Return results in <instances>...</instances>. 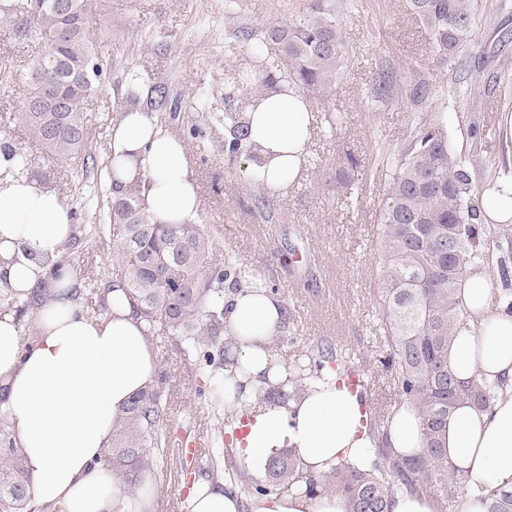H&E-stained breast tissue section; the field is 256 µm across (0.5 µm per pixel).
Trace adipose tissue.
<instances>
[{"mask_svg":"<svg viewBox=\"0 0 512 512\" xmlns=\"http://www.w3.org/2000/svg\"><path fill=\"white\" fill-rule=\"evenodd\" d=\"M244 122L256 157L244 174L259 189L285 194L303 175L313 120L305 93L282 81L255 97ZM109 170L117 188L138 184L144 207L157 222L194 221L201 209L184 142L140 109L124 112L112 135ZM73 227L54 191L17 170L0 151V279L27 295L47 280L46 258L56 257ZM470 320L448 358L457 378L512 384V299L494 297L490 275L470 271L461 290ZM227 328L235 340L233 369L224 373V403L244 421L238 461L265 478L270 459L292 449L304 474L321 477L344 463L369 465L375 439L363 426L366 404L335 370L298 397L258 404L270 390H288V364L275 342L285 319L283 303L266 288L227 293ZM110 313L89 317L66 296L36 315L38 334L27 339L12 313L0 314V413L24 452L32 497L65 512H142L102 457L124 407L152 385L158 361L122 288L110 294ZM423 426L402 405L385 431L387 447L413 457L422 452ZM449 462L466 488L456 512H484L497 486L512 485V395L490 408L454 409L440 437ZM189 512H239L225 485L198 483ZM259 512H348L337 492L305 486L262 499Z\"/></svg>","mask_w":512,"mask_h":512,"instance_id":"1","label":"adipose tissue"}]
</instances>
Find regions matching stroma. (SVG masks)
<instances>
[{"mask_svg": "<svg viewBox=\"0 0 512 512\" xmlns=\"http://www.w3.org/2000/svg\"><path fill=\"white\" fill-rule=\"evenodd\" d=\"M339 19L349 47L348 71L329 101L311 100L315 118L325 108L344 113L334 136L316 132L304 177L285 195L274 197L272 214L262 219L246 192L243 159L228 160L224 131L213 128L196 107L208 99L214 111L245 112L248 93L233 91L247 44L231 34L225 22L233 13L237 25L261 27L294 19L303 0H97L87 27L103 64L102 90L89 101L95 162L82 172L69 162L42 152L28 141L20 122L29 93L28 61L40 43L0 32V68L11 81L0 87V136L25 145L36 172L54 175V187L68 210L74 231L98 225V197L110 185L107 174L112 130L122 118L131 76L141 90L166 83L171 99L181 104L165 126L184 141L202 200L199 223L214 231L217 252L236 255L258 279L276 285L288 308V335L295 345L282 351L292 377H299L304 352L325 339L353 354L368 374L362 392L370 414L381 416L399 406L402 396L379 360L387 353L378 306V274L383 259L379 204L387 187L391 162L411 132L442 120L448 141L458 153L476 159V178L487 185L502 177L506 152L512 151V96L504 94L496 65L483 68V83L460 96L459 71L434 67L425 29L410 15L406 0H338ZM399 73L408 87L423 86L418 101L401 95L375 97V71ZM197 135H190V126ZM491 129L485 139L470 135L472 126ZM362 161L356 199L338 196L331 182L345 152ZM119 243L85 241L72 251L78 274L101 278L111 271ZM159 368L168 376L163 405L174 439L201 442L199 456L184 465L161 463L151 476L161 494L145 512H186V495L203 480L216 453L213 420L200 381L184 366L172 344L157 349Z\"/></svg>", "mask_w": 512, "mask_h": 512, "instance_id": "1", "label": "stroma"}]
</instances>
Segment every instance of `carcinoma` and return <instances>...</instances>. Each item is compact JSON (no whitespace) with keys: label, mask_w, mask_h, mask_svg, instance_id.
Listing matches in <instances>:
<instances>
[{"label":"carcinoma","mask_w":512,"mask_h":512,"mask_svg":"<svg viewBox=\"0 0 512 512\" xmlns=\"http://www.w3.org/2000/svg\"><path fill=\"white\" fill-rule=\"evenodd\" d=\"M410 12L429 36L434 66H462L475 47L474 29L481 0H407ZM95 0H0V28L17 37L47 42L45 50L29 63V98L41 94L37 76L52 77L51 96L63 103L54 112L31 108L21 115L26 134L51 155L87 169L92 158L90 119L85 103L100 90L102 64L86 29V17ZM334 0H304L299 15L285 23L261 28L238 26L235 37L253 44L278 46L275 63L262 59L242 68L237 89L263 92L275 79H286L302 91L329 99L348 67V48ZM490 55L501 74L512 83V58L502 47ZM486 48L479 59L488 57ZM396 75L381 70L373 79L377 97L394 94ZM163 83L152 87L146 101L153 110L168 104ZM212 121L224 124L231 139L224 144L228 158L248 154L244 124L232 113L217 112ZM359 160L352 153L336 167V188L352 194ZM378 224L383 244V263L378 288L383 312V332L391 352L381 364L401 390L404 401L416 407L424 428V448L406 458L391 448L374 449L367 469L341 465L324 484L310 479L309 489L327 486L343 493L349 512H388L389 499L399 490L424 492L438 483L443 488L458 484L439 436L454 408L471 403L490 404L492 396L479 384L455 378L448 351L458 330L466 325L467 312L459 289L474 265H484V245L504 238L512 243L511 224H490L476 185L475 163L451 149L442 122L436 120L417 130L394 161L379 206ZM106 234L120 240L117 260L102 290L99 312L109 311L107 295L114 285L127 292L134 312L148 326L153 340L171 341L187 358L201 357L209 370L203 373L208 402L216 418L224 415V392L218 388L231 343L224 321V284L239 285L255 278L253 270L234 256L212 257L213 238L204 225L159 224L131 190L109 192L105 223L87 231V237ZM80 302L85 289L75 285L61 290L36 288L29 297H15L8 285H0V308L24 316L31 306L44 307L60 293ZM309 374L326 368L344 375L354 363L331 344L319 343L307 355ZM167 374L140 391L125 408L112 436L105 462L124 481L128 494L138 495L142 476L152 473L169 456L170 441L164 418L163 398ZM219 453L211 461L209 478L234 481L240 492L259 499L285 490L299 481V465L292 451L273 458L267 483L257 484L241 470H224V433L216 429ZM31 479L23 467V451L11 433L0 429V512H35ZM486 512H512V486L493 488Z\"/></svg>","instance_id":"1"}]
</instances>
